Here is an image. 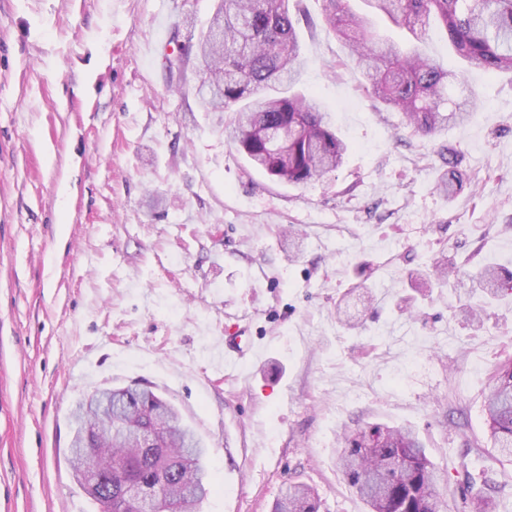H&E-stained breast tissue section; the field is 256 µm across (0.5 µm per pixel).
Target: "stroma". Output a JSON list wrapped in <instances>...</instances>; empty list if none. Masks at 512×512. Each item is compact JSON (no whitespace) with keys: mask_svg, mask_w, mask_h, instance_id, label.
Masks as SVG:
<instances>
[{"mask_svg":"<svg viewBox=\"0 0 512 512\" xmlns=\"http://www.w3.org/2000/svg\"><path fill=\"white\" fill-rule=\"evenodd\" d=\"M215 6L0 0V512H96L72 413L136 382L208 449L200 512H269L287 480L322 512H366L339 436L369 423L412 426L450 512H467L461 454L489 448L483 401L512 356V291L485 305L473 282L512 271V73L459 65L430 29L421 53L460 68L474 103L422 135L368 95L323 0H301L300 87L347 152L294 187L196 101ZM235 325L258 356L218 370Z\"/></svg>","mask_w":512,"mask_h":512,"instance_id":"35a3bbf8","label":"stroma"}]
</instances>
